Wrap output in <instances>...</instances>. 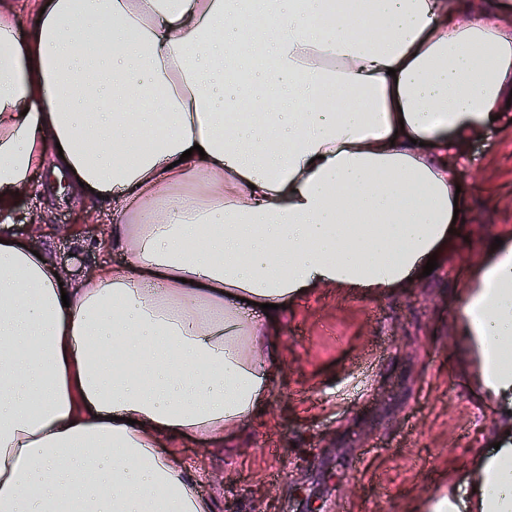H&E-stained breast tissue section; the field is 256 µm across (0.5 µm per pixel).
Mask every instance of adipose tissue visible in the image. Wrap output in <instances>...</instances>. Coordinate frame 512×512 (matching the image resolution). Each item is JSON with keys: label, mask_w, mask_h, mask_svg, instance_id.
I'll list each match as a JSON object with an SVG mask.
<instances>
[{"label": "adipose tissue", "mask_w": 512, "mask_h": 512, "mask_svg": "<svg viewBox=\"0 0 512 512\" xmlns=\"http://www.w3.org/2000/svg\"><path fill=\"white\" fill-rule=\"evenodd\" d=\"M0 0V205L48 176L109 204L120 264L60 289L0 224V512H213L169 446L262 413L285 303L400 288L448 253L461 144L512 97V15L452 0ZM266 12L258 38L246 16ZM151 144H144L148 131ZM272 304L256 318L243 301ZM512 402V242L465 287ZM512 512V436L472 475Z\"/></svg>", "instance_id": "obj_1"}]
</instances>
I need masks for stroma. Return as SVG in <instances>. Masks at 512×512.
<instances>
[{
    "mask_svg": "<svg viewBox=\"0 0 512 512\" xmlns=\"http://www.w3.org/2000/svg\"><path fill=\"white\" fill-rule=\"evenodd\" d=\"M462 152L466 221L446 260L401 288H326L290 304L265 411L227 443L181 449L215 512H428L438 494L468 490L480 454L512 428V410L481 389L460 319L472 266L512 238V123ZM36 212L47 223H30ZM103 217L54 182L0 213L67 267V285L122 261L91 246Z\"/></svg>",
    "mask_w": 512,
    "mask_h": 512,
    "instance_id": "obj_1",
    "label": "stroma"
}]
</instances>
